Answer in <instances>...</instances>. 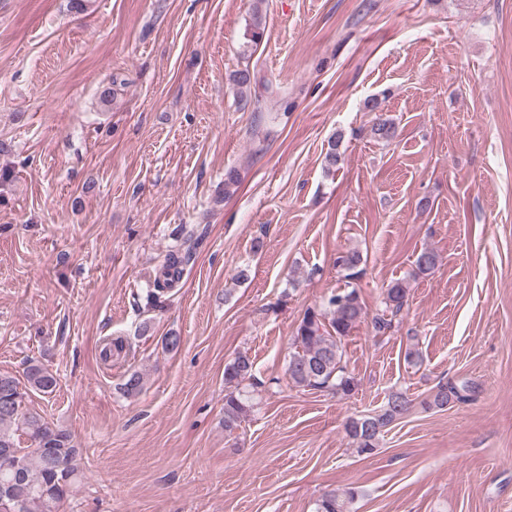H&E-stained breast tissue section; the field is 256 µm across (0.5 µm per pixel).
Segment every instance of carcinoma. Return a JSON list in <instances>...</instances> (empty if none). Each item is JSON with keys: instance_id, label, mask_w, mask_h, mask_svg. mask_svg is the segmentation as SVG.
<instances>
[{"instance_id": "1", "label": "carcinoma", "mask_w": 512, "mask_h": 512, "mask_svg": "<svg viewBox=\"0 0 512 512\" xmlns=\"http://www.w3.org/2000/svg\"><path fill=\"white\" fill-rule=\"evenodd\" d=\"M264 28L265 18L260 11H254L246 33L248 42H260ZM371 135L378 141H391L396 136L395 122L388 117H377ZM340 145L339 135L328 142L324 167L329 173L336 171L342 161ZM185 261L182 255L168 254L149 287L138 295L142 310L151 312L162 307L169 287L180 279ZM362 261L357 250L336 258V264L348 271V279L358 277L357 267ZM437 263V254L424 249L415 260L416 273L426 274ZM407 297L405 280L396 279L385 290L384 308L371 317L354 286L339 288L320 304L307 308L292 336L293 351L288 359L290 382L296 387L350 395L357 382L343 364V341L368 318L375 333L386 332L391 328L392 318L406 305ZM25 377L26 384L22 386L12 375L0 373V448L15 449L22 470L19 475L12 467L0 463V512H60L80 480V450L66 430L49 424L37 413L24 410L28 393L50 395L56 390V375L41 363L31 361ZM224 381L229 385L224 395V431L232 433L253 408L250 396L241 390L245 381L252 387L258 385L252 360L242 353L235 356L224 367ZM465 401L464 389L448 382L437 385L426 405L443 409ZM409 408L410 401L405 394L394 392L380 412L347 419L345 433L358 455H373L384 428L401 419ZM22 433L31 440L32 449L20 447L18 436ZM353 500L354 492L331 489L323 494L317 512H351Z\"/></svg>"}]
</instances>
